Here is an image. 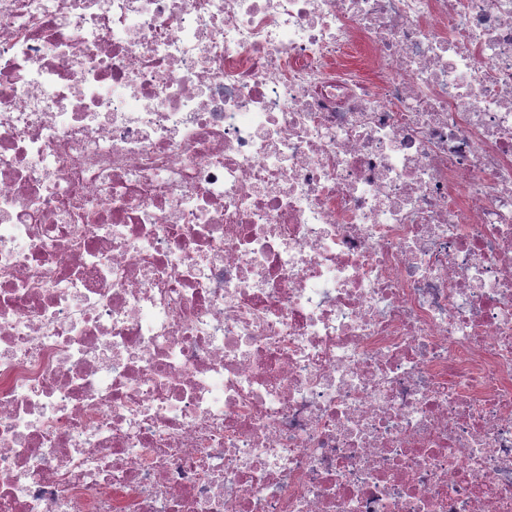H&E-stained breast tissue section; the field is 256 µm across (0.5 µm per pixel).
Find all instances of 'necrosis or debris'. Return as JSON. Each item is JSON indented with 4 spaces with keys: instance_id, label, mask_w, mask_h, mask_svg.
<instances>
[{
    "instance_id": "4bbe7bcc",
    "label": "necrosis or debris",
    "mask_w": 512,
    "mask_h": 512,
    "mask_svg": "<svg viewBox=\"0 0 512 512\" xmlns=\"http://www.w3.org/2000/svg\"><path fill=\"white\" fill-rule=\"evenodd\" d=\"M0 512H512V0H0Z\"/></svg>"
}]
</instances>
